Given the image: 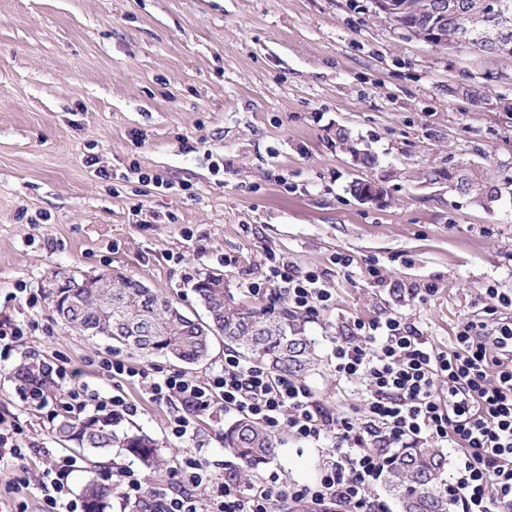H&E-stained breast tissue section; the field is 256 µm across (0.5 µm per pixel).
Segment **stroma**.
Returning <instances> with one entry per match:
<instances>
[{
    "instance_id": "stroma-1",
    "label": "stroma",
    "mask_w": 512,
    "mask_h": 512,
    "mask_svg": "<svg viewBox=\"0 0 512 512\" xmlns=\"http://www.w3.org/2000/svg\"><path fill=\"white\" fill-rule=\"evenodd\" d=\"M473 84L487 105L456 95ZM340 127L375 167L337 146ZM451 160L512 182V60L395 38L371 0H0V318L27 330L14 360L64 357L90 388H120L138 412L116 431L146 434L174 468L167 407L99 374L101 358L140 356L66 328L44 285L120 271L198 317L193 285L218 272L236 302L281 308L286 297L251 290L274 257L335 297L301 318L319 359L306 382L330 408L361 406L364 385L338 382L330 360L353 319L392 313L449 351L492 305L488 289L512 297V195L485 209L407 178ZM361 177L383 182L380 202L351 195ZM20 287L38 303L16 299ZM0 416L59 451L10 376ZM234 420L198 423L213 477ZM275 440L259 475L314 481L317 449L284 429Z\"/></svg>"
}]
</instances>
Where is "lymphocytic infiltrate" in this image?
<instances>
[{"label":"lymphocytic infiltrate","mask_w":512,"mask_h":512,"mask_svg":"<svg viewBox=\"0 0 512 512\" xmlns=\"http://www.w3.org/2000/svg\"><path fill=\"white\" fill-rule=\"evenodd\" d=\"M281 287L294 310L329 308L333 294L316 272L272 260L255 293ZM331 356L340 380L365 384L362 407L340 413L321 404L299 377L275 374L235 351L205 381L175 371L157 374L120 357L101 361L113 382L141 384L153 401L169 405L167 429L177 442L196 440L195 420L244 415L269 431L287 429L296 440L331 444L315 482L295 483L278 472L257 487L212 476L198 453L185 452L168 478L148 484L136 467L112 468V490L131 512H290L305 504L316 512H387L372 489L392 452L431 441L455 448L456 476L447 485L457 512H504L512 507V297L485 308L484 317L458 327L452 351L430 344L398 317L355 319L347 335L333 337ZM69 363H39L16 384L19 398L35 410L81 420L89 414L119 420L138 407L123 393L106 395L77 381ZM17 420L0 418V466L15 476L0 496V512H27L26 495L37 492L41 512H85L71 479L78 461L49 456L38 479L26 465L28 443Z\"/></svg>","instance_id":"lymphocytic-infiltrate-1"}]
</instances>
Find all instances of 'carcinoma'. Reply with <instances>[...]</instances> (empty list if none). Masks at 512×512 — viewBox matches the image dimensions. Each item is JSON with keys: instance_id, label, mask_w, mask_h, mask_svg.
Instances as JSON below:
<instances>
[{"instance_id": "1", "label": "carcinoma", "mask_w": 512, "mask_h": 512, "mask_svg": "<svg viewBox=\"0 0 512 512\" xmlns=\"http://www.w3.org/2000/svg\"><path fill=\"white\" fill-rule=\"evenodd\" d=\"M459 6L456 17L448 21L443 31L442 47L466 44L482 52L512 58V41L504 49L485 42L478 36L462 42L471 23L470 9L479 5L484 15V27L495 26L502 3L512 0H455ZM457 94L472 106L487 102L478 86L457 89ZM456 163L434 168L424 174L429 182L442 180L452 183L458 192L486 205L497 199V183L487 172L478 175H458ZM82 280L79 303L70 305L69 289L61 288L49 294L52 307L67 326L88 336L101 337L129 348L143 357L167 356L187 364L208 359L212 336L221 334L255 364L274 372H287L302 377L312 371L317 358L310 340L304 336L297 316L286 310L246 309L226 294L224 277L207 274L197 282L194 291L205 308L208 321L200 324L187 317L168 299L156 294L141 282L123 274H99L78 278L69 273L66 280ZM55 437L62 443H72L82 453L106 455L114 448H124L144 460L157 472L163 460L155 444L145 434L122 435L112 429V420L91 417L73 421L67 417L54 425ZM224 448L234 462L224 466V480L251 484L256 469L274 454L275 446L266 428L247 417L237 419L224 431ZM448 458L444 450L427 445L421 448H400L384 472L380 488L394 498L400 512H448ZM111 488L88 472L83 486L86 512H105Z\"/></svg>"}]
</instances>
